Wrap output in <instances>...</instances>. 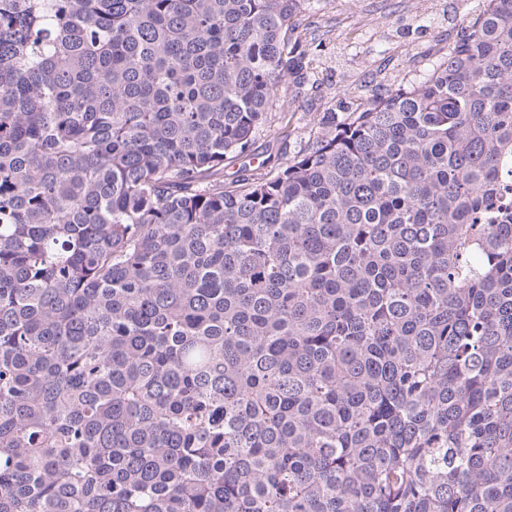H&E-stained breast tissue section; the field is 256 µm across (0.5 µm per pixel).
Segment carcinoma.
Returning a JSON list of instances; mask_svg holds the SVG:
<instances>
[{
	"mask_svg": "<svg viewBox=\"0 0 512 512\" xmlns=\"http://www.w3.org/2000/svg\"><path fill=\"white\" fill-rule=\"evenodd\" d=\"M313 8L0 0V512H512V0L253 167Z\"/></svg>",
	"mask_w": 512,
	"mask_h": 512,
	"instance_id": "cac0c4a2",
	"label": "carcinoma"
}]
</instances>
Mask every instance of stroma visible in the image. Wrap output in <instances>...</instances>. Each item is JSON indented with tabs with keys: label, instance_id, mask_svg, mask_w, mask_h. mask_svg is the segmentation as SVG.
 <instances>
[{
	"label": "stroma",
	"instance_id": "stroma-1",
	"mask_svg": "<svg viewBox=\"0 0 512 512\" xmlns=\"http://www.w3.org/2000/svg\"><path fill=\"white\" fill-rule=\"evenodd\" d=\"M478 0H319L299 19L301 27L324 31V64L315 86L295 92L284 85L280 101L292 112L293 132L281 141L276 127L260 130L253 142L258 159L290 157L328 112H348L367 96L421 82L441 50L460 34L461 18Z\"/></svg>",
	"mask_w": 512,
	"mask_h": 512
}]
</instances>
